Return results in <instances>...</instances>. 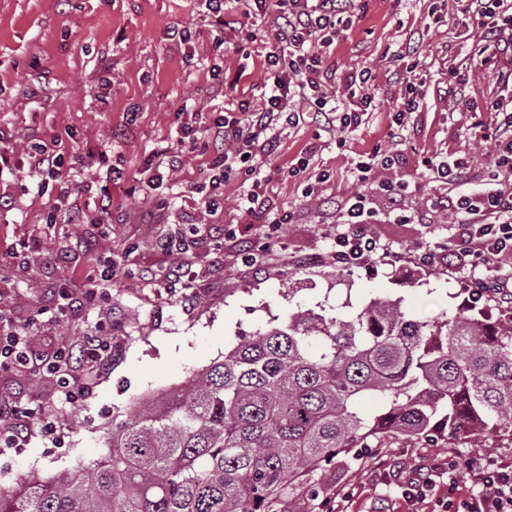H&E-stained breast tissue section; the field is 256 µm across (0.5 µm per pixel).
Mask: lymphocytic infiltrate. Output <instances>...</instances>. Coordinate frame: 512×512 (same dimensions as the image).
Listing matches in <instances>:
<instances>
[{
    "label": "lymphocytic infiltrate",
    "mask_w": 512,
    "mask_h": 512,
    "mask_svg": "<svg viewBox=\"0 0 512 512\" xmlns=\"http://www.w3.org/2000/svg\"><path fill=\"white\" fill-rule=\"evenodd\" d=\"M243 15L270 26L271 48L265 55L268 71L274 76L261 108L246 117L234 112L212 113L204 125L181 124L167 146L155 152L140 170L143 187L157 190L179 170L184 157L192 153L200 136L220 142V149L209 156L206 166L210 192L203 199L206 211L220 207L224 184L238 174L256 175L272 153L284 128L298 126L301 100H309L327 124L340 129L358 127L367 112L374 110V97L365 87L369 70L352 75L347 83L351 105H333L320 93V50L328 33L334 31L342 14L354 0H235ZM462 14L478 19L488 41L499 31L512 29V0H463ZM494 116V153L488 169L490 185L478 192H467L462 182L470 168L466 157L452 154L423 160L422 175L448 187L447 199L438 203L455 218L450 240L418 243L396 251L369 229V199L356 192L337 203L339 220L332 236L328 257L340 268L372 266L386 258L397 263L409 260L420 267H443L460 275L461 286L470 297L482 299L499 295L512 297V273L500 272L498 262L512 256V96H499L485 106ZM117 267L111 258L92 267L79 291L63 292L54 315L64 321L97 309L104 288L112 284ZM38 324L15 323L10 313L0 311V369H33L50 378L61 402L74 403L93 392L90 376L104 370L112 360L118 340L109 333L96 332L70 347L61 349L52 361L37 358L30 338ZM482 488L466 496H447L443 512H512V462L482 460Z\"/></svg>",
    "instance_id": "obj_1"
}]
</instances>
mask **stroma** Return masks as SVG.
Segmentation results:
<instances>
[{
    "mask_svg": "<svg viewBox=\"0 0 512 512\" xmlns=\"http://www.w3.org/2000/svg\"><path fill=\"white\" fill-rule=\"evenodd\" d=\"M434 3L357 0L351 22L323 50L321 85L346 105L349 77L369 69L376 109L344 132L308 119L285 129L260 177L271 211L292 212L293 221L269 241L261 221L241 203L251 188L244 178L225 184L222 211L201 206L196 185L207 150L187 156L158 191L142 192L136 180L148 157L170 142L181 113H208L227 100L262 107L268 46L261 24L232 9L230 26L218 29L203 0H0V129L10 136L13 157L12 167L0 172V193L14 198L11 210L0 212V259H11L24 240L34 242L21 267L0 277V309L20 322L41 320L31 345L40 358H52L98 319L93 313L50 323L60 288L80 286L100 255L138 246L131 272H117L112 280L110 319L120 347L111 369L93 376L91 398L64 407L54 387L34 372H0V402L30 409L37 419L52 413L64 436L60 448L36 436L26 448L1 455V487H21L33 476L50 478L98 459L113 420L125 419L147 397L178 388L194 371L223 360L240 337L290 313L323 307L350 316L377 296L402 298L408 310L430 317L457 311L460 284L442 268L380 259L370 270H344L317 259L330 245L337 199L359 188L354 168L360 154L398 150L401 167L378 172V180L416 184L395 200L370 198V229L396 250L452 233V216L435 206L448 187L420 177L422 157L467 154L472 170L465 191L485 187L494 141L482 106L507 88L479 68L484 33L477 23L462 25L459 0H447L441 10ZM174 27L187 30V43L169 39ZM413 60L417 69L406 73ZM217 67L224 72L220 83L213 78ZM453 75L466 77L478 113L454 112L448 95ZM411 82L420 106L397 141L391 137L393 110ZM36 142L68 157L83 153L85 160L38 192ZM104 143L110 149L102 164L93 153ZM306 151L310 171L330 175L313 198L303 197L299 179L287 175ZM109 168L120 178L110 185L108 227L45 224L59 197L94 204ZM214 224L235 231L220 250L207 233ZM178 228L199 231L195 253L161 249ZM264 240L270 248L263 264H243L245 250ZM146 273L156 282H144ZM448 455L510 459L512 441L493 431L457 447L440 434L393 435L379 439L358 462L338 458L321 480L347 512H412L401 495L409 472Z\"/></svg>",
    "mask_w": 512,
    "mask_h": 512,
    "instance_id": "obj_1",
    "label": "stroma"
}]
</instances>
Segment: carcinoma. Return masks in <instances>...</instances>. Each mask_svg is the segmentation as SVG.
Segmentation results:
<instances>
[{
    "mask_svg": "<svg viewBox=\"0 0 512 512\" xmlns=\"http://www.w3.org/2000/svg\"><path fill=\"white\" fill-rule=\"evenodd\" d=\"M475 307L291 313L112 422L93 463L0 489V512H288L286 491L380 435L512 437V316ZM370 394L386 404L359 412Z\"/></svg>",
    "mask_w": 512,
    "mask_h": 512,
    "instance_id": "cac0c4a2",
    "label": "carcinoma"
}]
</instances>
